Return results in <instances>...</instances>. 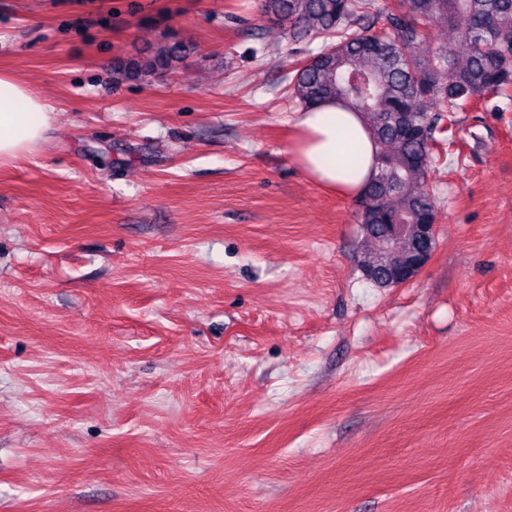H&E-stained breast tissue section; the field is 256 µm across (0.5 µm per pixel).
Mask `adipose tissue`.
I'll list each match as a JSON object with an SVG mask.
<instances>
[{"label": "adipose tissue", "mask_w": 512, "mask_h": 512, "mask_svg": "<svg viewBox=\"0 0 512 512\" xmlns=\"http://www.w3.org/2000/svg\"><path fill=\"white\" fill-rule=\"evenodd\" d=\"M49 104L9 74H0V164L31 152L43 139L50 122ZM297 135L290 156L306 179L347 198L360 196L378 172L377 147L361 113L328 102L295 116ZM356 161H336L346 147Z\"/></svg>", "instance_id": "obj_1"}]
</instances>
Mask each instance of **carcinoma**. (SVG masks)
<instances>
[{
	"label": "carcinoma",
	"instance_id": "1",
	"mask_svg": "<svg viewBox=\"0 0 512 512\" xmlns=\"http://www.w3.org/2000/svg\"><path fill=\"white\" fill-rule=\"evenodd\" d=\"M268 22L291 41H322L288 77L293 99L308 107L343 101L363 114L378 149V175L358 198L365 241L361 267L391 255L406 258L416 239L388 241L383 224H432L437 197L428 186L435 134L467 106L499 110L512 99V0H263ZM433 27L454 39L435 43ZM194 46L167 32L149 48L113 62L119 82L148 83L180 69Z\"/></svg>",
	"mask_w": 512,
	"mask_h": 512
}]
</instances>
